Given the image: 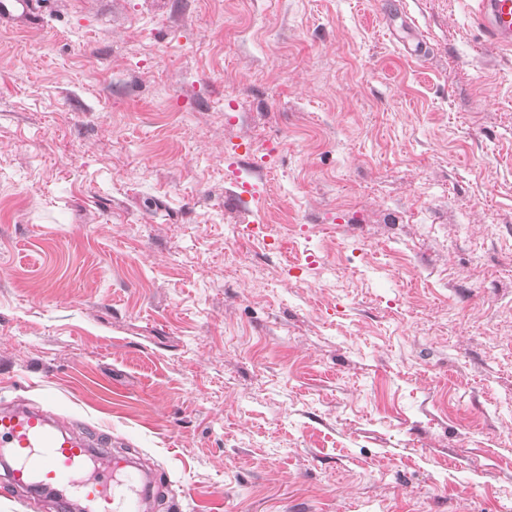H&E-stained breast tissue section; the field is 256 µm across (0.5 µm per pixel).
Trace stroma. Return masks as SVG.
<instances>
[{"instance_id":"stroma-1","label":"stroma","mask_w":512,"mask_h":512,"mask_svg":"<svg viewBox=\"0 0 512 512\" xmlns=\"http://www.w3.org/2000/svg\"><path fill=\"white\" fill-rule=\"evenodd\" d=\"M477 0H47L0 27V402L150 512H512V48Z\"/></svg>"}]
</instances>
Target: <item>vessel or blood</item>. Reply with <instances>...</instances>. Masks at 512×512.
<instances>
[{"label": "vessel or blood", "instance_id": "1", "mask_svg": "<svg viewBox=\"0 0 512 512\" xmlns=\"http://www.w3.org/2000/svg\"><path fill=\"white\" fill-rule=\"evenodd\" d=\"M40 0H0V23H26L38 15ZM484 25L494 42L512 47V0H479ZM110 439L78 435L58 427L48 412L27 405L0 408V462L10 486L49 487L59 512L81 500L88 512H142L145 489L120 459L112 469L94 462L107 456Z\"/></svg>", "mask_w": 512, "mask_h": 512}]
</instances>
